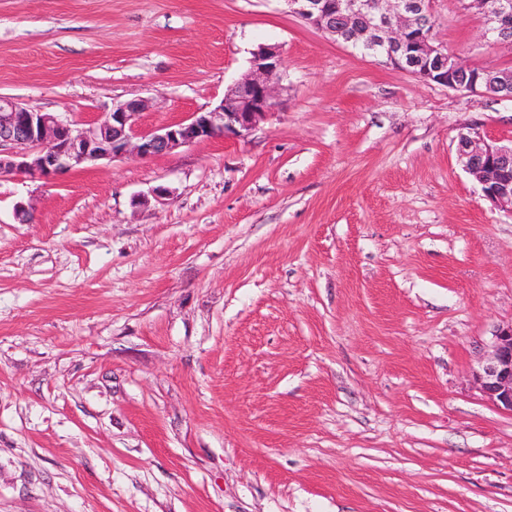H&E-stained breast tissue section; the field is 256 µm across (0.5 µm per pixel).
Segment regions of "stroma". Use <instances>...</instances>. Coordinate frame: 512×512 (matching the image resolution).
Masks as SVG:
<instances>
[{
  "label": "stroma",
  "mask_w": 512,
  "mask_h": 512,
  "mask_svg": "<svg viewBox=\"0 0 512 512\" xmlns=\"http://www.w3.org/2000/svg\"><path fill=\"white\" fill-rule=\"evenodd\" d=\"M467 0L434 34L512 69ZM278 45V103L202 140L0 178V512H512V212L457 136L512 100L421 81L285 0H0V96L150 130ZM30 212L16 216L18 205ZM493 336L491 351L473 378L489 402L512 414V323L499 326Z\"/></svg>",
  "instance_id": "35a3bbf8"
}]
</instances>
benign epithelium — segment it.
I'll use <instances>...</instances> for the list:
<instances>
[{"instance_id":"7a95c632","label":"benign epithelium","mask_w":512,"mask_h":512,"mask_svg":"<svg viewBox=\"0 0 512 512\" xmlns=\"http://www.w3.org/2000/svg\"><path fill=\"white\" fill-rule=\"evenodd\" d=\"M309 25L426 82L452 90L512 100V71L472 66L448 52L434 35L429 0H284ZM483 19L482 37L502 43L512 26V0H469ZM277 45L253 50L249 71L228 88L218 106L151 132L135 128L134 118L149 107L145 99L112 105L94 121L42 112L0 96V177L23 175L52 180L86 163L133 157L151 158L218 136L244 138L275 106ZM462 167L495 206L512 212V144L488 142L476 131L461 132L457 144ZM473 378L494 406L512 413V324L494 331L490 353Z\"/></svg>"}]
</instances>
